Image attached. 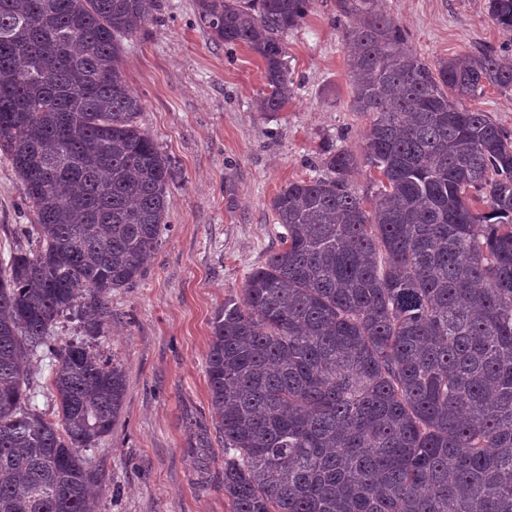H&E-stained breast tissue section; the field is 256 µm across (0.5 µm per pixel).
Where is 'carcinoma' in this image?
<instances>
[{
	"label": "carcinoma",
	"instance_id": "1",
	"mask_svg": "<svg viewBox=\"0 0 512 512\" xmlns=\"http://www.w3.org/2000/svg\"><path fill=\"white\" fill-rule=\"evenodd\" d=\"M313 0H198L213 40L293 94L285 37ZM160 0H0V155L40 229L0 270V512H93L90 452L112 432L122 367L94 339L112 291L143 275L174 169L137 124L123 40ZM359 152L273 197L279 247L213 319L211 407L231 512H512V135L462 100L512 89V55L433 65L369 0H337ZM512 31V0H487ZM376 172L371 209L351 174ZM484 210L474 208V203ZM54 365L57 414L29 403ZM52 335L55 336L57 345L62 346L72 340H80L82 333L78 322L72 317H62L55 325ZM49 359L39 357L31 361V402L39 411L50 413L56 409L52 391L50 390L51 367Z\"/></svg>",
	"mask_w": 512,
	"mask_h": 512
}]
</instances>
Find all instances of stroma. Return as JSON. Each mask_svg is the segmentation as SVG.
<instances>
[{"instance_id": "35a3bbf8", "label": "stroma", "mask_w": 512, "mask_h": 512, "mask_svg": "<svg viewBox=\"0 0 512 512\" xmlns=\"http://www.w3.org/2000/svg\"><path fill=\"white\" fill-rule=\"evenodd\" d=\"M487 0H371L428 63L481 49L512 51ZM294 95L259 112L261 60L215 43L196 0H161L124 42L122 71L142 99L138 123L169 157L167 224L143 275L114 290L95 348L122 364L123 410L92 454L94 512H230L223 441L211 414L206 358L215 312L279 244L270 203L321 170L328 149H358L371 117L353 111L349 48L336 0H314L285 39ZM512 134V90L465 100ZM37 227L0 157V258L34 248ZM211 441L195 448L196 424Z\"/></svg>"}]
</instances>
